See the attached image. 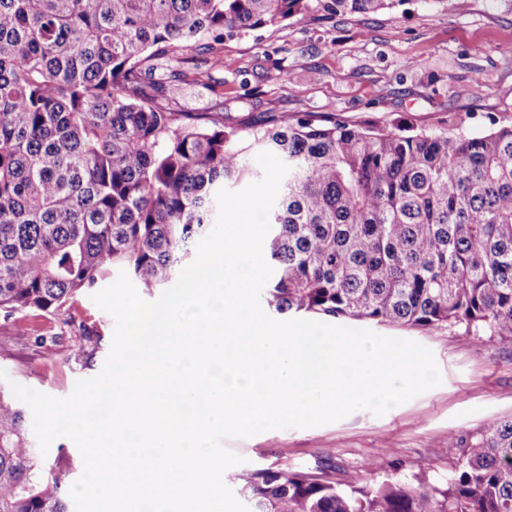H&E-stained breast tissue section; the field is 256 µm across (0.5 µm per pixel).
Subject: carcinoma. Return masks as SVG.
Listing matches in <instances>:
<instances>
[{
	"mask_svg": "<svg viewBox=\"0 0 512 512\" xmlns=\"http://www.w3.org/2000/svg\"><path fill=\"white\" fill-rule=\"evenodd\" d=\"M404 0H0V315L59 312L110 269L146 288L187 266L217 192L289 167L263 248L280 314L462 326L512 340V124L448 130L282 115L228 123L173 112L146 79L224 34L319 8L372 14ZM457 458L345 489L302 471L239 477L250 512H512V416ZM21 405L0 389V512H69Z\"/></svg>",
	"mask_w": 512,
	"mask_h": 512,
	"instance_id": "1",
	"label": "carcinoma"
}]
</instances>
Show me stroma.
Returning a JSON list of instances; mask_svg holds the SVG:
<instances>
[{"label": "stroma", "instance_id": "stroma-1", "mask_svg": "<svg viewBox=\"0 0 512 512\" xmlns=\"http://www.w3.org/2000/svg\"><path fill=\"white\" fill-rule=\"evenodd\" d=\"M512 0H464L447 11L432 0H406L377 14L313 11L281 24L225 37L198 54L197 65L175 74L178 112L218 108L233 116L279 112L291 119L333 116L359 124L447 127L451 114L486 116L512 124ZM223 66H214V58ZM115 321L84 291L61 313L27 310L0 318V370L21 385L65 397L77 380L97 375L109 354ZM372 331L430 349L442 383L384 416L360 410L311 428L266 431L229 438L242 456L225 481L238 490L239 475L256 470L303 469L327 473L351 486L408 473L420 464L428 485H440L456 460L448 436L479 435L494 420L512 415V341L465 334L462 327ZM83 348L75 358L74 348ZM70 489L83 461L66 437L44 458Z\"/></svg>", "mask_w": 512, "mask_h": 512}]
</instances>
